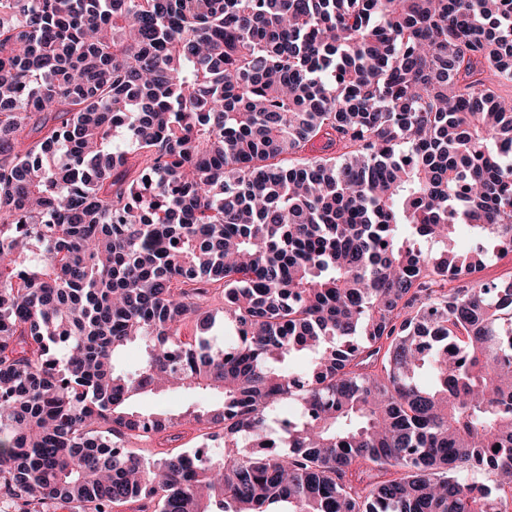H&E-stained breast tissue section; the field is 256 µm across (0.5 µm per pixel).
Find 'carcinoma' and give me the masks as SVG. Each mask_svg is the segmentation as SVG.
Listing matches in <instances>:
<instances>
[{
    "label": "carcinoma",
    "mask_w": 512,
    "mask_h": 512,
    "mask_svg": "<svg viewBox=\"0 0 512 512\" xmlns=\"http://www.w3.org/2000/svg\"><path fill=\"white\" fill-rule=\"evenodd\" d=\"M508 83L512 0H0V489L509 512ZM181 422L224 452L125 447ZM197 400L198 398L192 393L180 392L144 399L141 401L140 406L144 409L177 415L188 406H192Z\"/></svg>",
    "instance_id": "obj_1"
}]
</instances>
